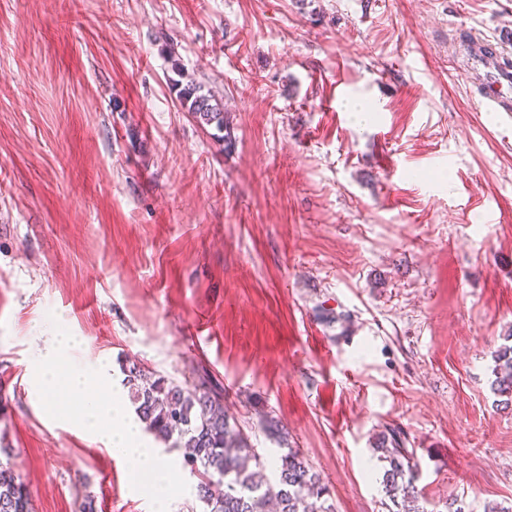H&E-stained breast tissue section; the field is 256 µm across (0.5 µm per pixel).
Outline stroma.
<instances>
[{
  "label": "stroma",
  "mask_w": 512,
  "mask_h": 512,
  "mask_svg": "<svg viewBox=\"0 0 512 512\" xmlns=\"http://www.w3.org/2000/svg\"><path fill=\"white\" fill-rule=\"evenodd\" d=\"M505 27L512 0H0V448L33 512H152L30 399L57 323L114 381L207 373L264 455L272 416L334 512H387L390 429L427 512L512 505V114L454 48ZM172 71L179 79L170 77L171 84L177 89L179 100L184 108L200 123L207 126L215 125L218 132L224 135L217 136L224 141V146L232 145L229 121L224 116V107L210 94L202 92L201 86L193 81L183 83L184 73L179 64H172ZM214 101V104L212 103ZM496 363L494 390L512 401V345L500 346L493 355Z\"/></svg>",
  "instance_id": "35a3bbf8"
}]
</instances>
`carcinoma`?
I'll use <instances>...</instances> for the list:
<instances>
[{
    "mask_svg": "<svg viewBox=\"0 0 512 512\" xmlns=\"http://www.w3.org/2000/svg\"><path fill=\"white\" fill-rule=\"evenodd\" d=\"M184 108L201 124L215 126L224 146H232L224 107L192 81L183 82L179 64H172ZM495 361L494 390L512 398V345L499 347ZM121 384L127 390L143 429L155 439L182 451V464L199 477L197 498L204 512H333L322 501L325 486L296 448L278 449L274 460L260 454L224 410V391L203 373L178 381L156 374L135 361L120 366ZM379 447L389 468L383 485L393 506L403 512H425L419 506L413 453L404 448L396 431L382 437ZM272 464L274 480L261 470ZM0 512H31L30 494L11 462H0Z\"/></svg>",
    "mask_w": 512,
    "mask_h": 512,
    "instance_id": "cac0c4a2",
    "label": "carcinoma"
}]
</instances>
